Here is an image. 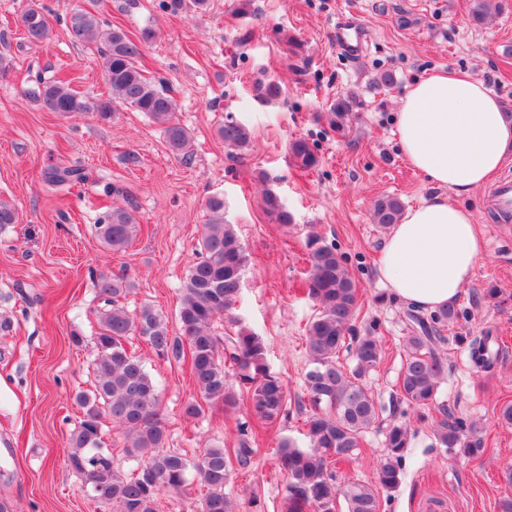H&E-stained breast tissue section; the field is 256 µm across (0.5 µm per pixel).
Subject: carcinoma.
I'll return each mask as SVG.
<instances>
[{
  "instance_id": "1",
  "label": "carcinoma",
  "mask_w": 512,
  "mask_h": 512,
  "mask_svg": "<svg viewBox=\"0 0 512 512\" xmlns=\"http://www.w3.org/2000/svg\"><path fill=\"white\" fill-rule=\"evenodd\" d=\"M498 8L496 0H469V21L480 26ZM21 24L25 38L32 43L46 40L51 32L46 10L34 0L24 9ZM67 29L74 42L96 49L109 95L85 97L71 87L72 80L48 81L39 74L31 80L30 94L52 112H91L102 120L113 118L123 107L133 108L163 127L174 154L190 157L191 136L175 120L176 101L168 83L152 81L138 68L141 47L154 39L155 30L146 26L136 37L129 36L100 18L97 0H87L72 9ZM256 92L265 103H274L284 95L281 83L272 79L258 84ZM356 105L351 94L336 99L332 106L336 129L344 128V117ZM219 134L230 151H242L251 141L250 129L236 121L225 122ZM289 154L302 169L314 168L319 162L314 149L301 138L289 144ZM89 178L77 167L48 172V181L55 185L84 184ZM262 204L276 223H292L291 214L274 191L263 190ZM205 207L208 220L182 288L178 314L186 352H180L178 338L169 334L168 326L152 307L145 305L134 312L126 309L123 299L133 290L128 279L101 275L93 280L102 300L96 311L99 331L93 337V390L75 397L82 416L69 437L67 462L81 477L91 499L112 506L115 512H158L160 495L182 493L191 470L207 488L197 512H238L237 504L224 494V485L233 465L245 468L255 454L250 442L252 421L273 425L289 414L285 385L271 372L262 338L246 328L224 334L214 329L240 299L246 257L234 226L225 220L224 197L210 196ZM402 212L398 198L385 196L375 201L371 219L379 228L387 229L399 222ZM95 229L106 248L114 252L127 248L139 231L133 204L107 207ZM308 249V295L319 306L306 329L311 364L304 380L312 410L307 420L309 447H300L290 437L277 443V462L287 479L283 512H337L340 502L345 503L347 512H380L374 485L331 471L332 465L358 454L362 438L371 428L384 432L377 475L385 489L399 485L402 461L411 447L409 428L397 421V415L406 414L408 408H438L441 419L433 430L436 447L472 457L483 451L476 423L448 413L439 397L444 374L439 351L445 341L442 330L467 316V311L453 306L428 315L407 310L413 327L404 342L398 391L385 417L384 408L376 403L366 383V376L382 361V339L372 326L361 333L356 331L359 289L349 274L346 258L336 248L321 244L316 235L308 237ZM132 336L143 337L160 358L181 353L187 356L203 399L222 407L226 414L237 412L239 392H247L249 420L237 424V447L206 448L193 462L165 448L166 423L157 387L142 362L126 348V340ZM468 347L476 367L489 371L497 364L499 337L492 332L471 337ZM343 352L352 357L351 365L340 361ZM107 418L122 428L130 452L144 456L130 477L115 470L111 454L103 448Z\"/></svg>"
}]
</instances>
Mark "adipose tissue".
I'll return each mask as SVG.
<instances>
[{
	"label": "adipose tissue",
	"mask_w": 512,
	"mask_h": 512,
	"mask_svg": "<svg viewBox=\"0 0 512 512\" xmlns=\"http://www.w3.org/2000/svg\"><path fill=\"white\" fill-rule=\"evenodd\" d=\"M396 128L406 159L459 195L486 184L512 154V115L468 73L416 82L399 102ZM484 256L473 213L437 196L391 225L379 273L393 297L435 311L458 298Z\"/></svg>",
	"instance_id": "obj_1"
}]
</instances>
